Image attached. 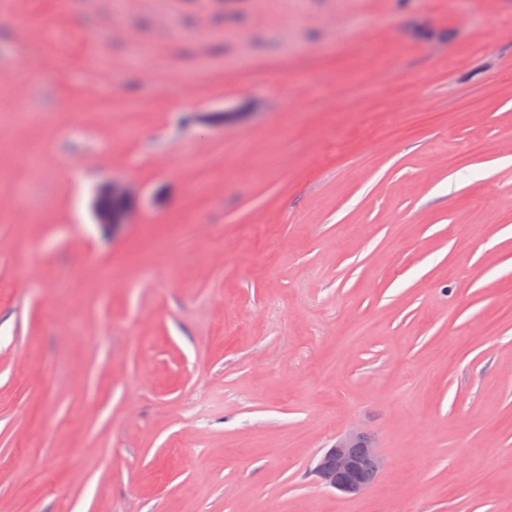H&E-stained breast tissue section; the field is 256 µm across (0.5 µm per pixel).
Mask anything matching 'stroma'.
Segmentation results:
<instances>
[{
  "mask_svg": "<svg viewBox=\"0 0 512 512\" xmlns=\"http://www.w3.org/2000/svg\"><path fill=\"white\" fill-rule=\"evenodd\" d=\"M0 198V512H512V0H8ZM96 198L95 219L97 224L114 228L120 224L129 223V192L124 185L106 181L98 187ZM362 441H369L370 448H357ZM366 455L363 463L360 451ZM386 463L369 435L351 429L336 438V442L318 457L313 468L317 480L327 488L343 495H356L371 486L379 477Z\"/></svg>",
  "mask_w": 512,
  "mask_h": 512,
  "instance_id": "35a3bbf8",
  "label": "stroma"
}]
</instances>
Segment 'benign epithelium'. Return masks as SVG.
<instances>
[{"label":"benign epithelium","instance_id":"benign-epithelium-1","mask_svg":"<svg viewBox=\"0 0 512 512\" xmlns=\"http://www.w3.org/2000/svg\"><path fill=\"white\" fill-rule=\"evenodd\" d=\"M96 198V223L105 227L129 223V192L124 185L106 181L98 187ZM368 440L367 433L355 428L338 436L315 462L317 480L343 495H356L371 486L384 469L385 460L374 446L358 448L360 442Z\"/></svg>","mask_w":512,"mask_h":512}]
</instances>
